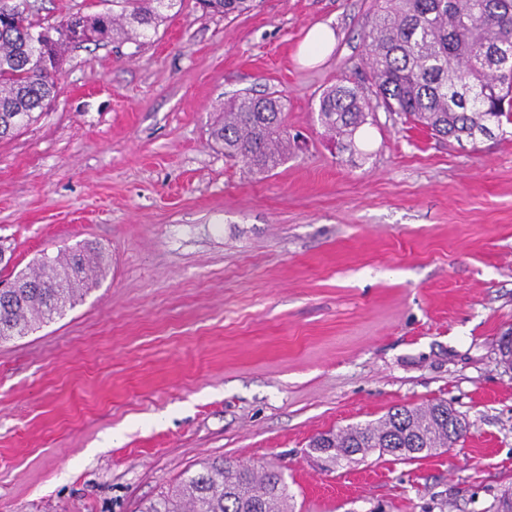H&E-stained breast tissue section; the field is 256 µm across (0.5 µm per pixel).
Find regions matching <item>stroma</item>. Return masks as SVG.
<instances>
[{
    "label": "stroma",
    "mask_w": 512,
    "mask_h": 512,
    "mask_svg": "<svg viewBox=\"0 0 512 512\" xmlns=\"http://www.w3.org/2000/svg\"><path fill=\"white\" fill-rule=\"evenodd\" d=\"M34 17L108 0H29ZM374 0H183L156 35L66 55L0 140V282L103 248L65 315L0 342V512H138L206 458L281 469L295 512H493L512 489V140L435 139L376 108L349 159L318 120L368 82ZM334 42L302 58L314 26ZM273 94L300 134L264 175L211 136ZM448 401L466 424L412 462L322 469V433Z\"/></svg>",
    "instance_id": "obj_1"
}]
</instances>
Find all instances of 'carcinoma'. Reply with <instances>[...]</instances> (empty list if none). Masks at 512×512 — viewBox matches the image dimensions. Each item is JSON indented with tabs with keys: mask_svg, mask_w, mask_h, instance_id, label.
<instances>
[{
	"mask_svg": "<svg viewBox=\"0 0 512 512\" xmlns=\"http://www.w3.org/2000/svg\"><path fill=\"white\" fill-rule=\"evenodd\" d=\"M26 0H0V138L35 120L54 93L55 77L78 27L83 42L138 40L157 32L181 0H112L120 12L75 14L45 23L31 19ZM230 14L249 0H201ZM369 82L377 105L439 138L475 140L507 134L512 126V0H376L368 33ZM278 96L237 94L224 101V121L212 131L224 154L255 175L288 160L290 137ZM370 102L343 78L326 88L318 117L339 149L354 153ZM106 256L88 245L45 254L16 278L24 287L0 289V340L23 337L82 300L105 274ZM465 425L448 402L397 406L377 421L314 437L310 451L327 465H349L377 452L412 461L437 454L463 436ZM282 471L261 473L244 464L207 460L144 503L139 512H293Z\"/></svg>",
	"mask_w": 512,
	"mask_h": 512,
	"instance_id": "obj_1",
	"label": "carcinoma"
}]
</instances>
